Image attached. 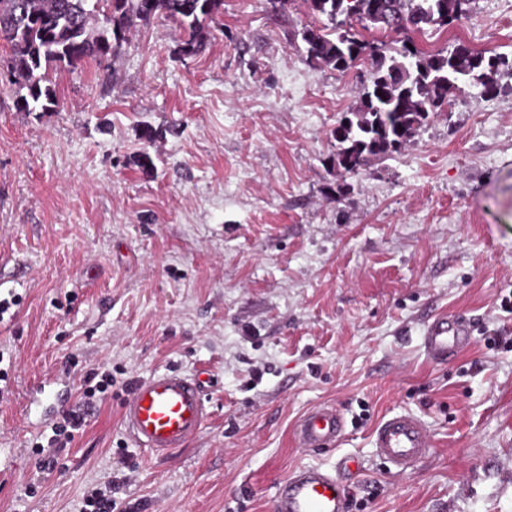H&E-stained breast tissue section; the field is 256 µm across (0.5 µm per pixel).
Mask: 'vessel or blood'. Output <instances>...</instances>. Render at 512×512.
<instances>
[{
  "instance_id": "vessel-or-blood-1",
  "label": "vessel or blood",
  "mask_w": 512,
  "mask_h": 512,
  "mask_svg": "<svg viewBox=\"0 0 512 512\" xmlns=\"http://www.w3.org/2000/svg\"><path fill=\"white\" fill-rule=\"evenodd\" d=\"M425 349L433 362L445 363L472 343V327L456 314L431 316L424 329ZM207 382L173 370L138 381L122 405V422L144 450L175 454L201 432L208 413ZM344 430V419L336 407L318 405L297 421L295 439L299 447H334ZM379 458L395 473L405 475L427 457L433 446L428 426L411 412L384 417L372 433ZM353 458H341L337 469L305 466L279 482L273 512H348L350 500L338 477L339 471L355 467Z\"/></svg>"
}]
</instances>
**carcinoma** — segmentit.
Segmentation results:
<instances>
[{
    "label": "carcinoma",
    "instance_id": "1",
    "mask_svg": "<svg viewBox=\"0 0 512 512\" xmlns=\"http://www.w3.org/2000/svg\"><path fill=\"white\" fill-rule=\"evenodd\" d=\"M321 26L301 31L303 61L345 73L370 66L359 105L336 126L337 167L344 182L399 152L429 117L448 105V94L476 87L483 98L502 92L496 74L512 72V57L453 49L425 52L414 35L468 17L473 0H305ZM224 0H0V41L9 48L0 72L13 92L17 112H54L53 72L88 62L103 65L129 44L130 31L158 19L182 34L180 52L192 56L223 14ZM397 36L394 43L361 39L354 24Z\"/></svg>",
    "mask_w": 512,
    "mask_h": 512
}]
</instances>
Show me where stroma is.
<instances>
[{
	"label": "stroma",
	"instance_id": "stroma-1",
	"mask_svg": "<svg viewBox=\"0 0 512 512\" xmlns=\"http://www.w3.org/2000/svg\"><path fill=\"white\" fill-rule=\"evenodd\" d=\"M313 20L305 0L280 16L224 0L190 57L176 25L154 23L109 80L92 62L57 71L55 112L15 111L0 80V512H79L124 456L120 496L145 512H271L294 469L345 455L353 512H512V94L453 92L337 196L333 132L367 73L308 67ZM416 41L511 55L512 0H475ZM441 311L475 324L445 364L422 345ZM119 368L208 373L199 437L174 456L138 448L109 396L49 447L51 395L76 404L86 371ZM319 404L344 435L298 447ZM398 411L434 440L405 477L371 442Z\"/></svg>",
	"mask_w": 512,
	"mask_h": 512
}]
</instances>
